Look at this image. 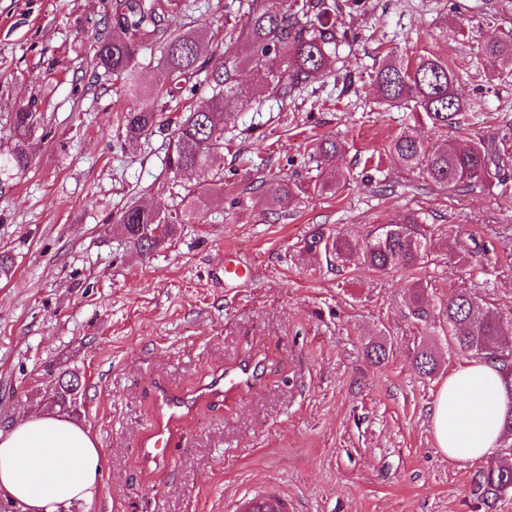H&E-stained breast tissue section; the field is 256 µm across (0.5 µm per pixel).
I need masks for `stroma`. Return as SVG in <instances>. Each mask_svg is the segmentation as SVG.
Instances as JSON below:
<instances>
[{"label":"stroma","instance_id":"stroma-1","mask_svg":"<svg viewBox=\"0 0 512 512\" xmlns=\"http://www.w3.org/2000/svg\"><path fill=\"white\" fill-rule=\"evenodd\" d=\"M226 1L181 0L165 26L223 38ZM338 2L333 72L284 103L262 95L264 71L240 68L229 107L244 134L220 160L224 203L142 255L112 229L113 214L130 200L171 207L162 159L172 130L126 148L117 140L129 98L122 82L92 75V32L113 0H0V149L19 106L37 101L44 115L30 166L0 185V253L14 260L0 279V430L49 413L51 381L81 375L70 419L95 438L103 478L94 504L69 512H231L238 494L267 482L296 512H482L471 494L478 462L448 458L428 416L466 356L449 351L439 323L413 318L409 273L305 243L320 232L361 244L416 211L438 241L420 272L429 307L466 288L512 311V210L498 205L512 161L464 195L418 178L384 148L434 133L410 106L383 103L372 79L390 51L446 59L459 92L485 104L472 138L512 158V70L479 51L489 36H512V0ZM327 140L336 157L320 153ZM336 168L357 182L314 191ZM282 181L306 192L269 214L266 190ZM233 198L240 207L229 208ZM468 235L487 246L470 263L446 250ZM228 255L252 264L248 280L225 281ZM383 338L392 354L372 364L366 347ZM425 344L439 361L430 377L412 366ZM250 357L265 364L262 390L199 402L172 427L170 465L143 468L134 448L157 388L191 393Z\"/></svg>","mask_w":512,"mask_h":512}]
</instances>
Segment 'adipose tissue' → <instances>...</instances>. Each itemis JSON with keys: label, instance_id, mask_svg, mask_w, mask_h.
<instances>
[{"label": "adipose tissue", "instance_id": "adipose-tissue-1", "mask_svg": "<svg viewBox=\"0 0 512 512\" xmlns=\"http://www.w3.org/2000/svg\"><path fill=\"white\" fill-rule=\"evenodd\" d=\"M508 400L492 365L474 360L448 377L429 417L438 447L468 462L497 456L500 418ZM102 479L100 450L92 436L67 418L30 415L0 431V493L21 512H68L92 504Z\"/></svg>", "mask_w": 512, "mask_h": 512}]
</instances>
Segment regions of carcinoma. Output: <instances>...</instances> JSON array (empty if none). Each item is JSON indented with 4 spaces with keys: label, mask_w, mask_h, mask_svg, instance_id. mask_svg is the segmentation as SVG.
Instances as JSON below:
<instances>
[{
    "label": "carcinoma",
    "mask_w": 512,
    "mask_h": 512,
    "mask_svg": "<svg viewBox=\"0 0 512 512\" xmlns=\"http://www.w3.org/2000/svg\"><path fill=\"white\" fill-rule=\"evenodd\" d=\"M175 0H115L112 21L96 31L93 76L103 72L123 79L132 96L138 89L132 83L138 54L146 38L163 37L162 65L168 77L164 98L176 99L192 92V81L204 76L212 95L180 115L167 119L174 125L165 156V167L177 176L196 171L202 180L185 188L175 208L165 214L148 210L136 202L123 207L114 216L125 239L143 254L154 250L177 232L180 224H195L216 197L224 195V177L212 173L213 163L224 151V132L236 125L238 113L227 111L236 96L234 78L237 70L250 65L267 69L265 92L286 99L301 85L331 70L336 59L337 36L331 23L328 0H259L242 24L231 23L232 9L226 10L224 53L217 58L205 55L211 41L209 30L201 27L191 35L172 34L164 29L165 14ZM482 52L512 65V40L488 38ZM375 83L383 102L391 105L413 103L420 118L430 129L443 135L455 133L453 143L438 144L409 135L393 138L385 151L395 156L405 169L426 180L448 187L451 194L470 193L483 186L491 164L499 151L497 145L473 140L467 132L469 121L476 118L483 104L458 94L455 74L448 61L422 55L415 62L388 57L375 70ZM167 111V104L143 108L130 106L123 113L117 138L127 142L147 137ZM42 113L31 101L13 115L11 150L0 153V176L28 167V140L41 125ZM354 176L336 170L322 183L320 192L338 190ZM298 187L278 183L268 188L270 204L288 208ZM434 247L430 230L420 215L410 212L399 221L387 224L366 242L360 253L369 269L385 273L403 270L412 273ZM409 298L411 314L427 323L436 316L448 348L483 359L497 367L505 389L512 393V314L504 317L488 307L484 298L473 291H459L433 312L423 299V281L417 280ZM438 361L429 347L415 356L414 369L422 377L432 375ZM79 377L74 371L61 373L51 388L50 404L60 411L77 410ZM512 490V468L487 463L472 477L471 494L484 509L496 512L503 494Z\"/></svg>",
    "instance_id": "obj_1"
}]
</instances>
